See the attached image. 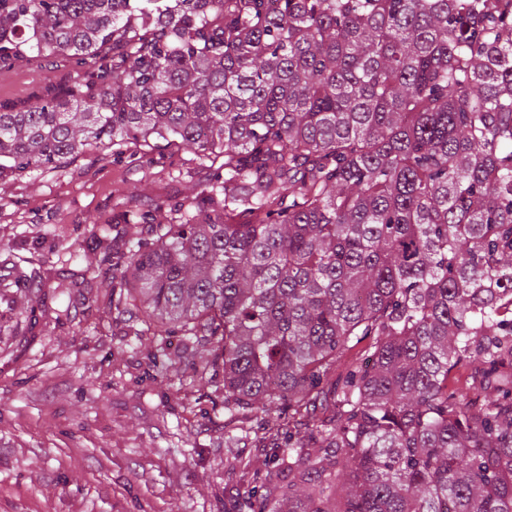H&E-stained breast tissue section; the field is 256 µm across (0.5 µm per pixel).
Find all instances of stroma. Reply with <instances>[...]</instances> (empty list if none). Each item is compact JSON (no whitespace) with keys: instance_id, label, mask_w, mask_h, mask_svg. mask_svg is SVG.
<instances>
[{"instance_id":"35a3bbf8","label":"stroma","mask_w":512,"mask_h":512,"mask_svg":"<svg viewBox=\"0 0 512 512\" xmlns=\"http://www.w3.org/2000/svg\"><path fill=\"white\" fill-rule=\"evenodd\" d=\"M65 59L0 63V102L28 107L85 84ZM190 155L103 160L90 148L0 185V289L38 281L46 311L0 299V512H236L269 471L226 460L222 372L185 336L156 338L110 309L112 271L92 223L117 240L127 211L191 203ZM94 268L85 287L82 271Z\"/></svg>"}]
</instances>
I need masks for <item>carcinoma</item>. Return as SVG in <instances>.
I'll return each mask as SVG.
<instances>
[{"label": "carcinoma", "instance_id": "1", "mask_svg": "<svg viewBox=\"0 0 512 512\" xmlns=\"http://www.w3.org/2000/svg\"><path fill=\"white\" fill-rule=\"evenodd\" d=\"M32 50L102 64L0 104L1 183L89 147L215 166L194 211H132L109 304L208 347L240 467L276 416L247 512H512V10L0 0V60Z\"/></svg>", "mask_w": 512, "mask_h": 512}]
</instances>
